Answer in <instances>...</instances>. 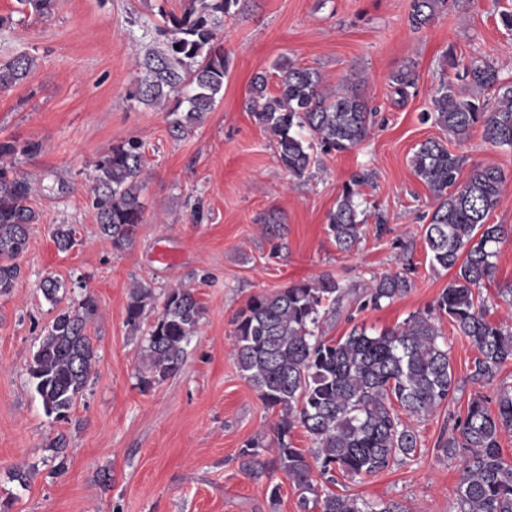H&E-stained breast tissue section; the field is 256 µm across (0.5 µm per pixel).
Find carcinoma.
Returning a JSON list of instances; mask_svg holds the SVG:
<instances>
[{
	"instance_id": "1",
	"label": "carcinoma",
	"mask_w": 512,
	"mask_h": 512,
	"mask_svg": "<svg viewBox=\"0 0 512 512\" xmlns=\"http://www.w3.org/2000/svg\"><path fill=\"white\" fill-rule=\"evenodd\" d=\"M240 2L186 0L183 13L170 16L167 28L160 30L162 46L146 51L138 62L143 68L134 94L138 101L163 106L173 94L185 105L184 115L172 121L177 137L191 132L221 96L228 62L218 43L224 17ZM455 2L411 0L410 26L418 30L429 25ZM18 3L39 16L50 14L54 6V0ZM445 57L456 72L452 78L440 77L427 117L459 140L478 128L484 142L512 150V84H498L489 65L473 62L459 67L451 48ZM36 65V57L26 52L0 63V91L22 83ZM275 69L278 93H267V76L256 75L249 112L275 138L279 160L291 175L300 177L308 170L315 148L324 154L343 153L366 138L375 113L368 106L361 77L346 78L332 93L314 69L287 63H278ZM392 82L395 92L404 97L415 86V76L401 69ZM460 82L469 92L460 90ZM493 86L496 101L490 107L480 93ZM305 129L309 142L302 136ZM142 148L135 139L112 147L95 162L90 175V200L99 229L115 249L132 246L143 221ZM41 149L38 141H0V296L15 288L21 275L17 258L29 249L30 225L38 220L18 163ZM410 163L436 203L424 227L429 263L455 270L433 307L378 334L357 324L347 335L328 339L321 327L336 320L348 295L339 281L328 276L254 296L234 320L232 347L238 368L265 406L277 411L272 466L299 490L300 512H408L396 501L372 504L336 494L320 487L317 478L331 482L336 471L350 479L371 476L417 455L420 440L411 419L435 413L459 390L448 340L437 326L441 319L448 318L457 334L477 349L471 379L489 380L512 361V321H488L476 293L494 273L499 245L512 240V224L489 223L501 200L502 170L476 164L461 182L463 159L436 139L421 143ZM364 182L365 176L353 175L328 214V232L344 252L364 232L359 190ZM52 237L61 252L77 244L70 224L55 225ZM62 288L60 281L48 276L40 290L56 306ZM409 288L406 276L384 274L362 292L358 306L379 308ZM155 300L153 289L133 286L127 324L139 328ZM96 311L89 294L78 305L61 309L30 361L29 375L44 409L58 419L68 418L87 387L96 361L87 328ZM202 315L203 307L192 290L169 289L146 337L139 375L143 389L180 370L185 346L197 333ZM299 427L315 447L293 446L292 432ZM503 431H512V386L499 389L492 408L487 399L473 397L448 437L437 443L444 455L462 461L455 512H512V462L503 458L500 448ZM261 447L253 439L239 451L241 468L256 478L266 473L258 460Z\"/></svg>"
}]
</instances>
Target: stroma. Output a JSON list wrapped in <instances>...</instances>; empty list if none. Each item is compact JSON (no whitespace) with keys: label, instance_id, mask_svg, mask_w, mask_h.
<instances>
[{"label":"stroma","instance_id":"stroma-1","mask_svg":"<svg viewBox=\"0 0 512 512\" xmlns=\"http://www.w3.org/2000/svg\"><path fill=\"white\" fill-rule=\"evenodd\" d=\"M411 0H251L225 17L220 46L228 60L224 94L202 123L182 138L169 125L176 100L153 107L131 99L135 53L160 40L165 15L185 0H54L51 15L21 11L0 0V62L21 52L36 56L26 80L0 92V140L38 141L41 151L19 170L30 185L38 224L19 258L22 275L0 296V512H300L297 492L281 472L253 478L239 451L252 439L259 458H274L275 412L239 371L233 321L251 297L331 276L349 291L342 313L324 326L326 337L353 324L379 332L426 311L448 284L449 271L432 269L423 229L434 210L429 189L410 159L428 139L446 141L463 156L464 170L494 165L504 173L494 224H512V151L485 143L480 131L462 142L425 120L446 51L460 63H488L500 81L512 80V31L499 14L512 0H458L427 27L412 30ZM317 70L329 88L363 77L376 123L351 151L317 154L303 176H290L276 144L246 109L256 74L278 91L279 62ZM409 67L416 85L399 98L391 77ZM143 144L144 217L133 246L114 249L91 206L88 175L113 145ZM369 178L361 197L369 208L365 232L351 252L338 250L327 216L352 175ZM387 222L376 226L375 212ZM276 228H269L268 217ZM57 224L77 230V245L59 251ZM495 270L479 295L487 318L512 315V241L500 245ZM407 273L408 293L379 309L357 310L354 295L386 273ZM53 276L65 286L62 304L92 295L98 312L89 325L97 362L69 413L46 415L28 374L43 330L58 312L40 284ZM162 294L192 289L204 308L179 372L142 389L145 337L159 315L148 310L139 329L126 322L136 284ZM61 304V305H62ZM447 337L459 389L436 413L414 420L421 451L414 461L332 490L377 503L394 500L410 512H455L461 460L436 444L474 395L492 399L512 386V363L489 381L470 379L478 352L448 320ZM66 450L57 453L56 439ZM66 471L54 475L58 463ZM31 474L28 485L13 475ZM280 487L271 509L268 488Z\"/></svg>","mask_w":512,"mask_h":512}]
</instances>
